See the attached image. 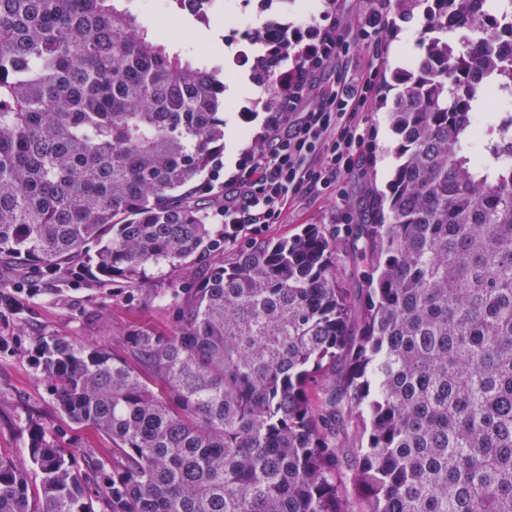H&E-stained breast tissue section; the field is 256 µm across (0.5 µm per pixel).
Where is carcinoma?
<instances>
[{
  "label": "carcinoma",
  "instance_id": "1",
  "mask_svg": "<svg viewBox=\"0 0 512 512\" xmlns=\"http://www.w3.org/2000/svg\"><path fill=\"white\" fill-rule=\"evenodd\" d=\"M208 2L174 0L201 24ZM391 7L433 37L396 75L393 178L345 228L357 299L340 229L270 241L193 196L224 148L221 69L120 0H0V262L84 264L135 295L150 268L236 247L176 293L167 333L130 326L120 355L38 343L60 412L124 459L109 512H512V115L475 124L512 92V0ZM264 32L274 109L301 51ZM85 480L32 423L26 457L0 458V512H94ZM336 258L345 287L365 288V278L368 269L364 262L355 259L352 245L349 241H337Z\"/></svg>",
  "mask_w": 512,
  "mask_h": 512
}]
</instances>
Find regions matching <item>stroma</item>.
<instances>
[{
    "mask_svg": "<svg viewBox=\"0 0 512 512\" xmlns=\"http://www.w3.org/2000/svg\"><path fill=\"white\" fill-rule=\"evenodd\" d=\"M129 7L162 41L179 42L185 53H201L210 60L215 57L217 41L199 40V31H215L217 40L238 47L247 31L265 19L254 9L242 22L225 23L221 16L224 0H213V16L206 26L176 12L170 0H130ZM376 7L386 19L381 51L375 55L357 50L348 66L354 72L377 69L382 91L392 97L400 90L395 73L406 69L421 52L420 43L425 39L422 13L417 10L397 15L387 0H378ZM366 9L364 0H290L287 20L292 28L304 31L336 18L351 33ZM226 71L229 82L245 86L247 92L241 99L224 102V149L217 156L213 174L205 179V188L198 191L208 202L214 199L210 187L223 186L235 173L242 154L267 133V93L254 80L250 63H231ZM386 111L376 99L360 116L363 126L373 134L375 151L370 164L356 167L323 193L303 196L290 206L283 223L259 225L260 236L289 237L308 224L329 228L357 223L360 208L384 190L397 163L396 138L386 121ZM175 318L176 303L170 297L163 301L142 295L132 297L127 290L97 284L81 273L54 274L33 265L22 270L1 266L0 456H24L28 442L25 427L34 422L50 439L74 452L82 466L101 464L106 470H118L120 458L110 439L91 427L70 424L60 413L35 363L36 346L42 337L60 336L79 345L116 351L125 328L143 325L163 332L171 329Z\"/></svg>",
    "mask_w": 512,
    "mask_h": 512,
    "instance_id": "1",
    "label": "stroma"
}]
</instances>
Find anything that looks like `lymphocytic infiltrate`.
<instances>
[{"mask_svg": "<svg viewBox=\"0 0 512 512\" xmlns=\"http://www.w3.org/2000/svg\"><path fill=\"white\" fill-rule=\"evenodd\" d=\"M384 30L381 11L372 8L358 19L355 39L334 21L310 34L288 83L281 128L267 147L246 151L224 183V204L217 213L225 223H281L300 193L329 188L371 156V135L358 115L378 91V73L370 69L354 76L341 61L360 47L377 51ZM330 66L336 69L334 82L318 85L317 73Z\"/></svg>", "mask_w": 512, "mask_h": 512, "instance_id": "obj_1", "label": "lymphocytic infiltrate"}]
</instances>
